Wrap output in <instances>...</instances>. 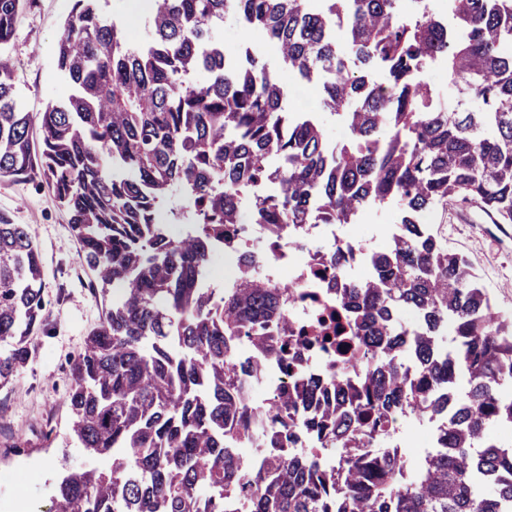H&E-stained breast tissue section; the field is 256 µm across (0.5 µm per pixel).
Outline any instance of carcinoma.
Listing matches in <instances>:
<instances>
[{
  "label": "carcinoma",
  "instance_id": "obj_1",
  "mask_svg": "<svg viewBox=\"0 0 512 512\" xmlns=\"http://www.w3.org/2000/svg\"><path fill=\"white\" fill-rule=\"evenodd\" d=\"M25 0H0V47ZM400 0H153L148 39L125 37L99 0H74L57 43L69 95L24 110L0 59V178L40 163L70 213L79 260L112 292L71 365V431L111 467L72 470L52 512H512V319L496 309L463 257L421 223L426 211L476 200L512 224V0H447L452 25ZM263 32L295 75L319 82L318 112L285 108L290 89L259 43L229 57L224 18ZM345 31L354 71L336 53ZM445 66L454 105L434 103L424 63ZM379 70L380 81L368 71ZM346 142L331 148L318 114ZM249 199L256 224H352L394 204L397 234L371 254L364 282L337 281L353 311L337 348L359 356L360 386L335 373L323 388L304 374L278 289L243 260L237 287H200L224 225ZM172 199L173 235L158 223ZM349 248L327 255L339 271ZM42 260L24 225L0 215V387L32 358L45 322ZM419 324L406 329L398 312ZM457 334L440 347L444 320ZM288 367L272 395L267 447L243 468L234 449L256 440L242 382L256 368L236 338ZM448 415L438 449L409 483L402 456L380 448L401 408ZM337 451L328 475L288 454L296 433Z\"/></svg>",
  "mask_w": 512,
  "mask_h": 512
}]
</instances>
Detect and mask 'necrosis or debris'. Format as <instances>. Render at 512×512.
<instances>
[{"label":"necrosis or debris","instance_id":"4bbe7bcc","mask_svg":"<svg viewBox=\"0 0 512 512\" xmlns=\"http://www.w3.org/2000/svg\"><path fill=\"white\" fill-rule=\"evenodd\" d=\"M352 245L354 260L346 267L348 276L365 279L370 267L365 252L370 240L360 238L349 224H283L270 230L265 224H236L229 227L216 246L213 260L201 273L208 287L233 288L244 257H253L255 269L272 285L282 288L292 335L310 338L304 348L309 376L327 381L329 374L343 370L351 379L360 376L356 360L338 362L335 348L319 338L335 327L350 328V314L332 286V276L324 263L329 251ZM236 352L240 359L256 362L257 372L245 384L253 404L264 408L270 391L287 386L290 377L276 361H260L250 337L239 336ZM443 416L415 418L403 413L390 427L392 448L405 450L404 477H411L421 459L436 448L437 438L446 427Z\"/></svg>","mask_w":512,"mask_h":512}]
</instances>
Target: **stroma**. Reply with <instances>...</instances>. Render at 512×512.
<instances>
[{"instance_id":"obj_1","label":"stroma","mask_w":512,"mask_h":512,"mask_svg":"<svg viewBox=\"0 0 512 512\" xmlns=\"http://www.w3.org/2000/svg\"><path fill=\"white\" fill-rule=\"evenodd\" d=\"M73 0H27L10 43L0 48L17 73L26 111H42L63 97L55 49ZM26 225L44 263V331L33 336V358L0 388V512H48L51 488L64 470L92 466L74 440L65 402L69 364L87 331L105 312L95 277L81 266L66 211L42 169L0 179V215ZM435 226L448 248L465 257L497 308L512 317V224L493 223L480 204L454 200L440 208Z\"/></svg>"}]
</instances>
